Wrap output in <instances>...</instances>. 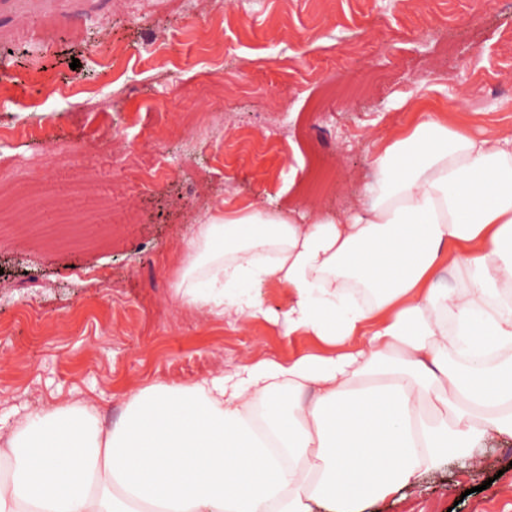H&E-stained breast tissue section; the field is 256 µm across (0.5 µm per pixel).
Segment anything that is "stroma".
<instances>
[{
  "instance_id": "stroma-1",
  "label": "stroma",
  "mask_w": 512,
  "mask_h": 512,
  "mask_svg": "<svg viewBox=\"0 0 512 512\" xmlns=\"http://www.w3.org/2000/svg\"><path fill=\"white\" fill-rule=\"evenodd\" d=\"M426 111L512 136V0H0V179L94 218L0 229V412L82 399L108 429L145 385L320 350L182 307L184 243L227 206L348 213ZM476 461L363 512H512V438Z\"/></svg>"
}]
</instances>
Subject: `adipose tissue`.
Instances as JSON below:
<instances>
[{
  "label": "adipose tissue",
  "instance_id": "obj_1",
  "mask_svg": "<svg viewBox=\"0 0 512 512\" xmlns=\"http://www.w3.org/2000/svg\"><path fill=\"white\" fill-rule=\"evenodd\" d=\"M373 164L346 218L249 205L185 243L184 304L320 351L142 388L107 430L81 400L0 416V512H362L512 437V138L426 113Z\"/></svg>",
  "mask_w": 512,
  "mask_h": 512
}]
</instances>
